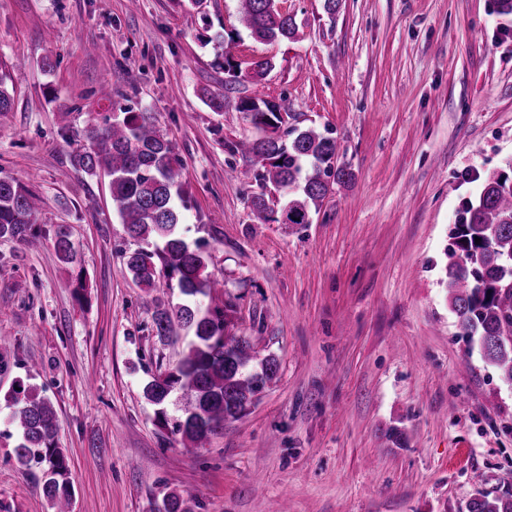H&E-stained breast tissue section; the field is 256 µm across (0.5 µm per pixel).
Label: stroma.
<instances>
[{
	"label": "stroma",
	"instance_id": "35a3bbf8",
	"mask_svg": "<svg viewBox=\"0 0 512 512\" xmlns=\"http://www.w3.org/2000/svg\"><path fill=\"white\" fill-rule=\"evenodd\" d=\"M287 0L292 40L254 41L237 0H0V177L35 192L38 248L0 239V512H52L15 455L17 382L53 405L72 512H465L512 492V386L463 336L445 252L473 174L512 161V15L496 0ZM243 70L229 80L217 57ZM271 59L261 84L250 64ZM224 93L214 111L203 90ZM287 98L283 130L332 132L355 174L308 224H265L232 145L240 99ZM152 112L184 162L186 239L223 280L235 335L278 371L198 445L161 428L144 385L162 339L122 256L107 177L69 161L89 117ZM73 262L55 251L57 230ZM86 289L76 293V275Z\"/></svg>",
	"mask_w": 512,
	"mask_h": 512
}]
</instances>
